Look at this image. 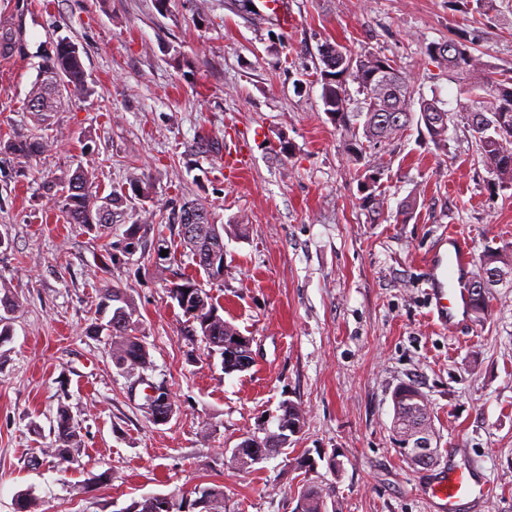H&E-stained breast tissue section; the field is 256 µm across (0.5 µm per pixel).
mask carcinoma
<instances>
[{
  "label": "carcinoma",
  "mask_w": 512,
  "mask_h": 512,
  "mask_svg": "<svg viewBox=\"0 0 512 512\" xmlns=\"http://www.w3.org/2000/svg\"><path fill=\"white\" fill-rule=\"evenodd\" d=\"M26 49L18 29L0 23V53L9 55ZM426 55L448 72L451 79L467 74L476 82L471 86L466 100L459 102L458 111L464 115L477 146V152L489 172L502 182L512 181V78L494 81L481 80L484 63L461 42L445 41L425 47ZM321 65L316 68V82L321 85V99L336 129L350 134L348 154L357 162L362 155L363 142H389L403 135L412 122L425 127L430 139L438 146L448 141V111L436 98H419V112L411 109L413 87L398 63L386 56L364 52L354 53L338 43H326L319 49ZM39 75L28 94L26 109L38 122H46L51 113L59 111L64 95L80 93L87 88V77L78 47L66 38H59L50 52L41 55ZM358 85L364 95L360 111L350 109L346 83ZM51 144L38 136L13 139L4 146V153L22 163L50 151ZM385 172L384 162L369 164L356 169L361 189L366 192L364 201L371 206L375 216L382 215L379 188ZM56 188L54 204L60 209L68 224H82L89 230L99 229L113 222L128 207L129 197L109 194L100 197L94 191L93 173L77 166L53 178ZM129 187L139 200L149 197V186L144 175L135 171L129 175ZM157 221V211L142 209L125 231L123 250L138 248L141 239ZM178 234L189 249L196 264L205 272L208 282L224 280L212 268L213 260L224 258V225L209 222L206 208L198 202L182 206ZM482 265L493 271L483 285H473L474 308L477 315L488 311L489 288L512 275V258L494 251L483 255ZM169 297L174 300L187 318L184 335L198 337L209 353L221 359L224 373H240L238 367L239 341L249 340L231 323L218 316L209 292L194 278L182 277L171 282ZM99 312L112 310L111 318L104 324L93 325V332L107 331L109 336L123 337L122 344L113 351L115 366L128 361L147 368L149 353L143 339L138 336L139 319L126 294L118 287L105 285L100 289ZM394 405L393 430L398 434L409 433L415 425L432 427L430 406L423 393L412 384L398 386L392 396ZM55 452L62 460L70 457L78 442V427L74 418L65 410L56 416L52 431ZM269 457L279 454L275 432L269 431L255 448H242L240 454L249 458L253 454ZM194 494L207 496L212 501L211 512H223L224 489L215 483L195 489ZM183 498L171 496V502L146 496L133 499L120 512H180L178 503ZM293 512H337L334 490L316 483L302 485L296 495Z\"/></svg>",
  "instance_id": "cac0c4a2"
}]
</instances>
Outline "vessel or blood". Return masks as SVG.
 <instances>
[{
    "mask_svg": "<svg viewBox=\"0 0 512 512\" xmlns=\"http://www.w3.org/2000/svg\"><path fill=\"white\" fill-rule=\"evenodd\" d=\"M472 262L467 243L453 232L427 260L429 288L441 326L456 327L472 312ZM424 493L436 512H460L464 502L487 499L491 487L473 464L451 457L425 484Z\"/></svg>",
    "mask_w": 512,
    "mask_h": 512,
    "instance_id": "vessel-or-blood-1",
    "label": "vessel or blood"
}]
</instances>
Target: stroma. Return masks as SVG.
<instances>
[{
    "label": "stroma",
    "mask_w": 512,
    "mask_h": 512,
    "mask_svg": "<svg viewBox=\"0 0 512 512\" xmlns=\"http://www.w3.org/2000/svg\"><path fill=\"white\" fill-rule=\"evenodd\" d=\"M286 2L282 21L239 0H0V21L27 41L0 57V140L36 132L52 144L22 169L0 154V293L15 304L0 346V512L25 492L39 512H120L206 483L223 486L224 512H293L307 480L332 486L339 512H433L430 471L407 462L392 430L403 383L427 397L438 448L461 450L494 486L463 512H512V283L494 288L488 315L448 330L422 266L451 228L474 254H512V184L492 179L457 111L469 83L424 52L455 39L486 76L512 73V0ZM51 37L78 45L88 91L39 125L26 100ZM328 42L396 59L417 95L449 111L446 149L417 125L367 148L365 160L387 165L378 221L314 80ZM283 140L290 151L275 156ZM235 151L248 162L238 179L224 174ZM79 165L102 196L127 191L128 168L145 174L163 221L134 255L116 254L130 215L91 232L49 200L47 181ZM188 201L224 227V280L209 291L252 339L243 373L225 374L184 336L167 294L173 276L205 278L173 228ZM108 282L136 309L150 379L178 408L168 423L130 395L109 336L90 330ZM285 401L301 405V431L239 470L231 449L274 429L268 416ZM62 406L82 435L70 462L50 434ZM301 456L313 470L297 468ZM101 473L108 481L91 485Z\"/></svg>",
    "instance_id": "1"
}]
</instances>
